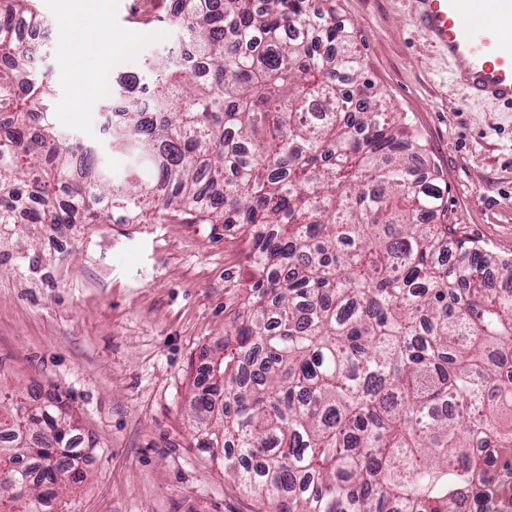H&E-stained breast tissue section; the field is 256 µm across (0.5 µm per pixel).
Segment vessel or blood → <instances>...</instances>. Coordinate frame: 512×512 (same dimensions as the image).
<instances>
[{"instance_id": "1", "label": "vessel or blood", "mask_w": 512, "mask_h": 512, "mask_svg": "<svg viewBox=\"0 0 512 512\" xmlns=\"http://www.w3.org/2000/svg\"><path fill=\"white\" fill-rule=\"evenodd\" d=\"M417 18L471 98L512 106V0H416Z\"/></svg>"}]
</instances>
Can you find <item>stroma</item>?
<instances>
[{
    "label": "stroma",
    "mask_w": 512,
    "mask_h": 512,
    "mask_svg": "<svg viewBox=\"0 0 512 512\" xmlns=\"http://www.w3.org/2000/svg\"><path fill=\"white\" fill-rule=\"evenodd\" d=\"M172 0H97L109 41L71 52L60 0L44 64L57 84L56 126L102 147L119 176L130 159L108 148L106 114L87 76L111 58V77L145 76L178 44ZM366 77L406 115L446 202L438 223L512 255V107L470 99L447 57L414 19L415 0H336ZM118 56H111L112 48ZM245 233L221 224H83L29 250L45 276L0 264V391L59 390L96 445L83 480L51 512H258L260 505L196 448L188 419L193 380L218 352L224 325L253 272Z\"/></svg>",
    "instance_id": "35a3bbf8"
}]
</instances>
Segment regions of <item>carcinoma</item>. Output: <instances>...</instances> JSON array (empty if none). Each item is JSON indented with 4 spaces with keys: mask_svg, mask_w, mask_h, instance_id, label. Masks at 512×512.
<instances>
[{
    "mask_svg": "<svg viewBox=\"0 0 512 512\" xmlns=\"http://www.w3.org/2000/svg\"><path fill=\"white\" fill-rule=\"evenodd\" d=\"M36 2L0 0L16 261L77 224L237 226L254 276L194 382L196 446L266 512H512V256L434 223L436 177L334 0H176L178 51L101 97L121 179L52 121L51 71L14 34L46 26ZM0 436V512H42L94 448L33 394L0 395Z\"/></svg>",
    "mask_w": 512,
    "mask_h": 512,
    "instance_id": "1",
    "label": "carcinoma"
}]
</instances>
